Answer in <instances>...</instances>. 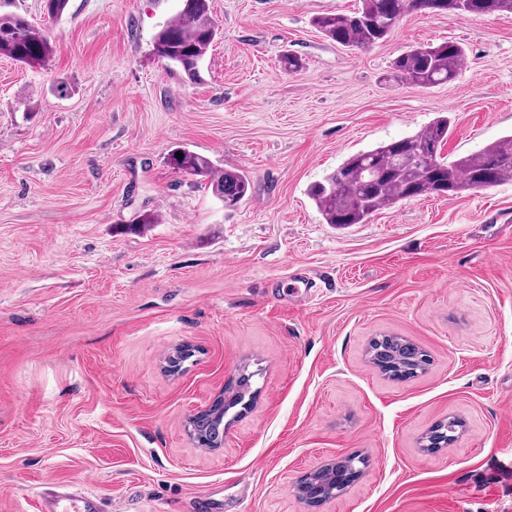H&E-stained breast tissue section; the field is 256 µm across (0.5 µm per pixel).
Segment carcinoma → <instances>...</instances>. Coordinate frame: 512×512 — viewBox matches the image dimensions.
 <instances>
[{
  "label": "carcinoma",
  "instance_id": "carcinoma-1",
  "mask_svg": "<svg viewBox=\"0 0 512 512\" xmlns=\"http://www.w3.org/2000/svg\"><path fill=\"white\" fill-rule=\"evenodd\" d=\"M494 15L512 13V0H362L349 13L324 14L314 26L327 38L346 48L371 47L386 40L409 12ZM218 26L210 0H182V8L155 36L154 54L168 61L188 78L200 75V67L216 40ZM53 46L44 32L17 14H0V54L28 67H42ZM464 48L454 42L420 44L391 62L394 77L421 89L454 83L461 72ZM452 122L447 116L402 139L382 143L348 157L334 172L310 185L308 195L322 220L340 228L365 224L378 210L403 201L428 196L463 194L512 183V133L483 149L449 158L442 154ZM182 158L170 155L173 168L193 176L210 178L212 191L224 204L238 205L247 195L249 182L240 172L215 168L211 160L185 148ZM159 223L158 215L144 212L125 230L144 232ZM250 376L243 375L233 396L217 400L189 421L190 434L202 446L214 447L224 439V418L249 392Z\"/></svg>",
  "mask_w": 512,
  "mask_h": 512
}]
</instances>
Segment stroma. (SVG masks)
I'll return each mask as SVG.
<instances>
[{"label": "stroma", "mask_w": 512, "mask_h": 512, "mask_svg": "<svg viewBox=\"0 0 512 512\" xmlns=\"http://www.w3.org/2000/svg\"><path fill=\"white\" fill-rule=\"evenodd\" d=\"M359 2L211 0L221 33L192 81L153 53L182 0H68L57 19L0 0L54 47L40 69L0 56V512L58 483L102 512L201 495L213 512H512V184L344 229L307 194L441 114L451 157L512 133V13L410 12L361 50L314 27ZM448 39L466 50L452 85L392 76L401 51ZM178 147L241 171L247 196L226 207L170 166ZM148 211L158 224L123 231ZM382 335L429 370L384 376L367 354ZM244 373L223 447L197 446L189 417ZM451 416L459 439L424 450ZM352 454L367 466L347 491L298 500ZM310 473L296 485L295 492L297 496L309 504L329 499V486L321 480L308 478Z\"/></svg>", "instance_id": "obj_1"}]
</instances>
